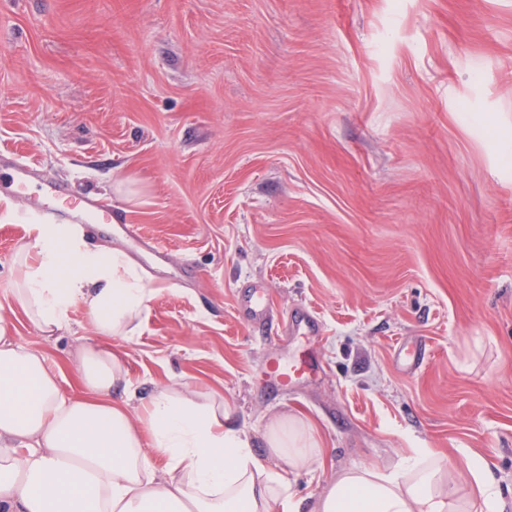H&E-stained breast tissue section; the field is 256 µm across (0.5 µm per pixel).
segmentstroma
Masks as SVG:
<instances>
[{
    "mask_svg": "<svg viewBox=\"0 0 512 512\" xmlns=\"http://www.w3.org/2000/svg\"><path fill=\"white\" fill-rule=\"evenodd\" d=\"M0 148L42 181L118 204L160 257L99 224L156 293L126 355L133 408L171 378L215 392L262 452L268 417H308L322 465L390 469L413 448H467L512 512V0H0ZM0 222V305L49 202ZM306 307L314 380L257 386L280 350L241 291ZM14 334L78 389L82 307ZM422 338V368L398 342Z\"/></svg>",
    "mask_w": 512,
    "mask_h": 512,
    "instance_id": "obj_1",
    "label": "stroma"
}]
</instances>
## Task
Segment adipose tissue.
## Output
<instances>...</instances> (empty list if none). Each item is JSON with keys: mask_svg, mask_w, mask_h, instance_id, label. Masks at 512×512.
<instances>
[{"mask_svg": "<svg viewBox=\"0 0 512 512\" xmlns=\"http://www.w3.org/2000/svg\"><path fill=\"white\" fill-rule=\"evenodd\" d=\"M35 231L17 251L13 302L46 334L82 306L92 334L69 362L84 392L68 394L0 311V512H502L489 464L467 448L459 454L479 497L463 505L449 494L452 463L432 448L413 449L389 470L340 471L308 498L286 479L323 461L303 417H270L260 457L234 427L233 407L185 381L157 387L134 411L121 395L125 356L110 341L132 336L152 285L124 250L89 246L71 225Z\"/></svg>", "mask_w": 512, "mask_h": 512, "instance_id": "obj_1", "label": "adipose tissue"}]
</instances>
